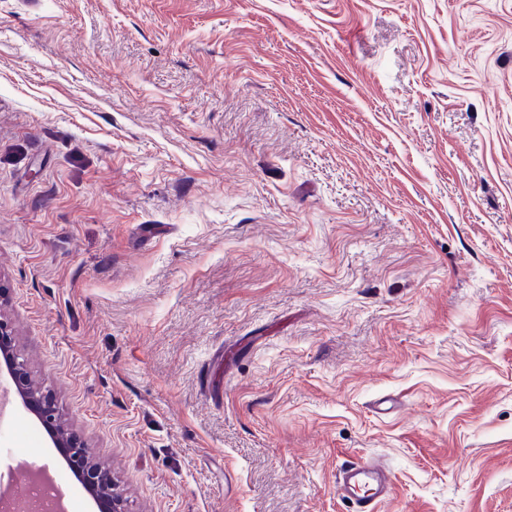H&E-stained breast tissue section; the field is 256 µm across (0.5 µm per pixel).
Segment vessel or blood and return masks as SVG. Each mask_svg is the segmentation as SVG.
Returning a JSON list of instances; mask_svg holds the SVG:
<instances>
[{"mask_svg":"<svg viewBox=\"0 0 512 512\" xmlns=\"http://www.w3.org/2000/svg\"><path fill=\"white\" fill-rule=\"evenodd\" d=\"M392 485L390 471L375 460L348 463L336 474V492L355 512H376L390 498Z\"/></svg>","mask_w":512,"mask_h":512,"instance_id":"1","label":"vessel or blood"}]
</instances>
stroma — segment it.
Segmentation results:
<instances>
[{"mask_svg":"<svg viewBox=\"0 0 512 512\" xmlns=\"http://www.w3.org/2000/svg\"><path fill=\"white\" fill-rule=\"evenodd\" d=\"M0 287L128 512H512V0H0ZM390 471L375 460L350 462L336 474L338 496L354 506V512H374L392 494Z\"/></svg>","mask_w":512,"mask_h":512,"instance_id":"stroma-1","label":"stroma"}]
</instances>
